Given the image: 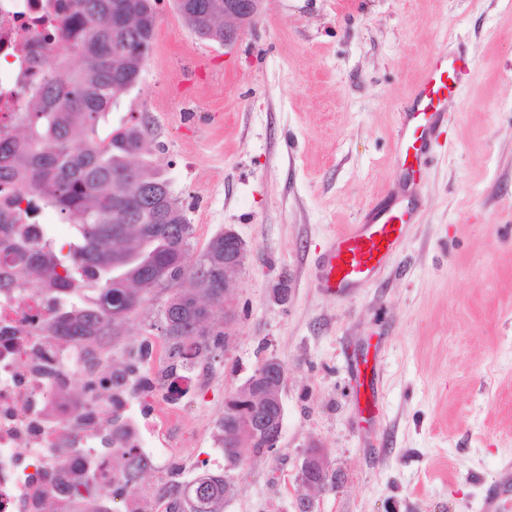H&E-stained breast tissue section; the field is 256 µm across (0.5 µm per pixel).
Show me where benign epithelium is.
Returning <instances> with one entry per match:
<instances>
[{"label": "benign epithelium", "instance_id": "1", "mask_svg": "<svg viewBox=\"0 0 512 512\" xmlns=\"http://www.w3.org/2000/svg\"><path fill=\"white\" fill-rule=\"evenodd\" d=\"M264 0H224V46L232 45L241 29L252 24L258 17ZM245 242L230 228L224 229V238L213 242L211 261L224 267V297L211 296L203 306L206 317L198 327H209L213 308L224 304V335H232L235 311L232 306L233 274L240 270L247 256ZM287 374L286 366L277 358L265 359L247 379L244 390L251 393L250 406L242 405L245 396L230 394L225 399L224 415L235 420V432L239 442L249 445L257 440L265 441L264 451L277 448L282 431V404L279 391ZM328 469L322 453L310 450L301 466L299 481L305 487L324 484Z\"/></svg>", "mask_w": 512, "mask_h": 512}]
</instances>
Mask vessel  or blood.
<instances>
[{
  "label": "vessel or blood",
  "instance_id": "obj_1",
  "mask_svg": "<svg viewBox=\"0 0 512 512\" xmlns=\"http://www.w3.org/2000/svg\"><path fill=\"white\" fill-rule=\"evenodd\" d=\"M460 67L447 53L436 54L418 82L412 106L403 114L400 129L402 163L420 165L431 137L445 117ZM409 210L391 204L370 219L338 232L322 262L321 284L329 291L369 280L400 245Z\"/></svg>",
  "mask_w": 512,
  "mask_h": 512
}]
</instances>
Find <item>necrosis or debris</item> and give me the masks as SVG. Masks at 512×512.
Returning a JSON list of instances; mask_svg holds the SVG:
<instances>
[{
	"instance_id": "1",
	"label": "necrosis or debris",
	"mask_w": 512,
	"mask_h": 512,
	"mask_svg": "<svg viewBox=\"0 0 512 512\" xmlns=\"http://www.w3.org/2000/svg\"><path fill=\"white\" fill-rule=\"evenodd\" d=\"M41 0H0V133L22 111L25 46L42 34ZM22 260L0 233V512H113L111 495L78 496L75 484L112 487L115 451L139 448V420L124 414L127 386L102 373L108 336L67 338Z\"/></svg>"
}]
</instances>
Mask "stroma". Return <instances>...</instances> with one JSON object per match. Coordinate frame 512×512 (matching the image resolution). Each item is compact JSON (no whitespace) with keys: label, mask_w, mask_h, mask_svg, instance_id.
Segmentation results:
<instances>
[{"label":"stroma","mask_w":512,"mask_h":512,"mask_svg":"<svg viewBox=\"0 0 512 512\" xmlns=\"http://www.w3.org/2000/svg\"><path fill=\"white\" fill-rule=\"evenodd\" d=\"M440 52L467 69L448 101L430 162L400 165L399 130L416 83ZM146 129L152 161L193 226L194 264L233 229L246 243L235 323L190 371L196 392L150 491L227 474L223 512H484L512 464V0H265L225 47L199 39L163 0L139 82L99 136ZM390 201L412 220L371 280L321 288L336 233ZM288 285L277 300L279 282ZM163 295L126 322L113 369L143 342ZM283 362L277 457L227 466L216 439L227 395L258 364ZM328 478L306 488L305 454ZM328 469L322 453L317 449H311L301 466L299 481L305 487H317L324 484Z\"/></svg>","instance_id":"obj_1"}]
</instances>
